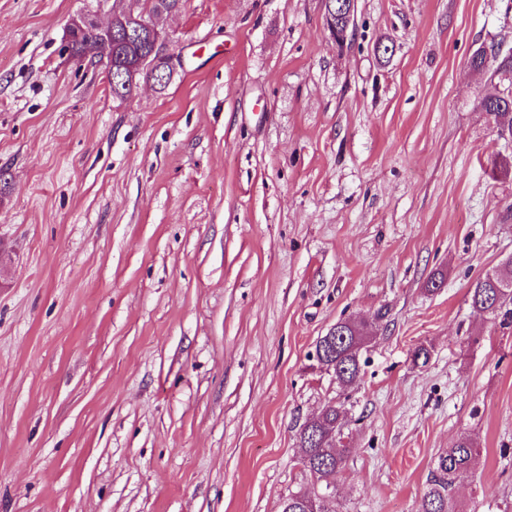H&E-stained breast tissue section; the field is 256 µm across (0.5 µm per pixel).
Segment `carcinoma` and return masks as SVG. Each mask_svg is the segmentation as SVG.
Returning <instances> with one entry per match:
<instances>
[{
	"mask_svg": "<svg viewBox=\"0 0 512 512\" xmlns=\"http://www.w3.org/2000/svg\"><path fill=\"white\" fill-rule=\"evenodd\" d=\"M183 0H144L143 8L154 13L170 14L180 9ZM140 11L126 26L113 33L112 48L103 49L99 58H112V81L109 82L112 96L125 99L132 94V86L122 82L128 55L132 51H147L150 48L148 33L138 22ZM96 39L91 31L81 33L68 43L70 55L84 58L87 43ZM470 67L485 68L490 80L497 81L498 89L481 99L484 112L501 128L512 131V48L501 45L481 47L470 58ZM471 306L495 318L512 321V264L502 263L491 274L479 279L470 294ZM340 335L333 336L331 352L320 351L315 346L316 359L332 374L336 383L344 388L352 385L360 374V350L364 336L358 325L349 320L337 322ZM346 413L342 403H331L316 416L307 420L297 433V444L301 451L303 469L312 479V488L288 491L283 499L282 512H330L329 501L323 497V475L331 470L341 473L350 457L351 450L337 448L330 440H342L341 420ZM478 460L475 440L470 436L459 438L451 447L441 452L421 501L420 512H458L455 489L458 482L467 476Z\"/></svg>",
	"mask_w": 512,
	"mask_h": 512,
	"instance_id": "obj_1",
	"label": "carcinoma"
}]
</instances>
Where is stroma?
<instances>
[{
	"label": "stroma",
	"instance_id": "stroma-1",
	"mask_svg": "<svg viewBox=\"0 0 512 512\" xmlns=\"http://www.w3.org/2000/svg\"><path fill=\"white\" fill-rule=\"evenodd\" d=\"M111 8L0 0V512H281L332 401L333 512H419L463 434L462 512H512V325L469 299L512 256L469 66L512 0H358L343 46L322 0H186L182 68L123 101L64 40ZM349 319L341 389L315 344ZM338 325L340 335L333 336L334 345L331 352L328 354L323 349L320 354V338L315 346V355L321 367L331 373L336 383L344 388L352 385L359 377V356L365 336L352 321H338L336 326ZM355 332L357 336H354Z\"/></svg>",
	"mask_w": 512,
	"mask_h": 512
}]
</instances>
